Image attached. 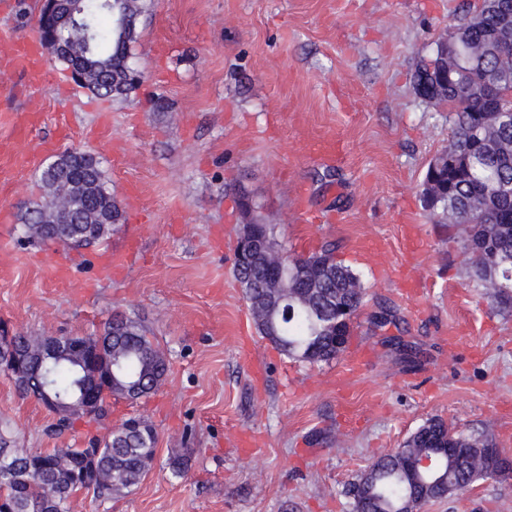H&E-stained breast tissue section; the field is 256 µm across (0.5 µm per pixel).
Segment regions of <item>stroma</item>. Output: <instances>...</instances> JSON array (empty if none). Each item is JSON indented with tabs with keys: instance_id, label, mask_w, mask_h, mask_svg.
Wrapping results in <instances>:
<instances>
[{
	"instance_id": "1",
	"label": "stroma",
	"mask_w": 512,
	"mask_h": 512,
	"mask_svg": "<svg viewBox=\"0 0 512 512\" xmlns=\"http://www.w3.org/2000/svg\"><path fill=\"white\" fill-rule=\"evenodd\" d=\"M473 4L147 0L134 45L143 82L126 100L92 95L55 62L40 86L0 71V112L43 114L33 129L0 124V139L21 154L53 139L94 154L125 210L99 245L28 240L21 217L50 157L15 173L0 194L12 212L0 223V325L85 336L123 313L169 364L150 397L114 400L100 424L78 419L58 438L52 414L0 372L14 447L89 448L131 416L155 427L141 482L103 501L76 493L70 512H349L344 488L429 418L512 454V312L474 288L460 227L421 197L452 120L412 75ZM39 5L0 0V46L35 33ZM241 189L290 253L331 242L359 275L366 303L330 363L288 358L258 332L232 272ZM127 249L120 275L87 287L104 251ZM51 258L70 266L68 283L46 276ZM384 307L397 323L374 328ZM243 432L252 447H237ZM183 452L180 478L167 462ZM421 512H512V479Z\"/></svg>"
}]
</instances>
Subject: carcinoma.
<instances>
[{
	"label": "carcinoma",
	"instance_id": "1",
	"mask_svg": "<svg viewBox=\"0 0 512 512\" xmlns=\"http://www.w3.org/2000/svg\"><path fill=\"white\" fill-rule=\"evenodd\" d=\"M145 13L144 0H65L51 15L38 14L39 38L50 36L69 52L55 61L65 68L85 71L84 87L95 95L126 99L138 89L132 80L131 46L137 41V27ZM475 17L459 27L473 36L476 63L468 78H460L448 89V110L453 115L449 147L470 146L477 131L493 128L495 143H484L470 154V163L454 169H427L426 178L443 184V211L448 223L465 233V252L474 287L487 292L502 309L512 310V278L501 276L505 287L490 293L486 282L495 265L512 259V194H501L503 184H512V121L503 123L500 114L484 101L467 93L464 83L506 77L512 85V68L505 67L494 35L496 26L474 28ZM58 166H45L39 177L43 201L25 210V226L56 220V202L73 204L77 224L48 228L37 240L80 248L102 243L123 221V206L107 191L108 181L100 161L88 152L69 147L60 152ZM485 191L484 208L475 212L470 199L476 189ZM293 265H308L319 277V288L305 306L276 314L273 323L257 324L263 337L285 355L309 364L328 363L338 357L336 335L349 343L351 326L361 311L365 289L359 275L336 260L334 248L323 244L307 255L288 256ZM236 281L245 285L248 301L267 293L271 278L261 265H244L233 260ZM112 334V346L122 352L117 381L110 394L116 399L138 401L149 397L168 371L167 359L147 336L137 320L115 315L104 325ZM51 382L42 388L36 372L17 385L25 396L47 405L53 399L74 397L82 390L79 369L74 364L54 361L46 364ZM10 432L7 421L0 422V493L6 510L0 512H69V499L79 490H90L102 499L128 492L152 468L157 433L150 426H131L124 421L112 430L100 449L103 480L90 488L68 482L55 468L61 448L52 450L6 447ZM446 448L455 449L450 458H441L440 483L424 486L414 500L411 489L426 476L420 466L424 456H435ZM483 456L496 460V444L489 437L465 435L431 418L412 432L394 451L381 456L360 473L344 490L351 512H420L429 501L454 496V490L472 486L483 479L474 460Z\"/></svg>",
	"mask_w": 512,
	"mask_h": 512
}]
</instances>
